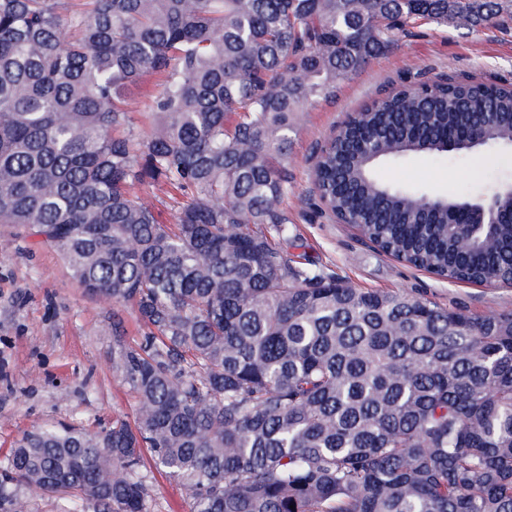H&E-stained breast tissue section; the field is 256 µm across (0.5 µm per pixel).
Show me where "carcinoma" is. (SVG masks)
Here are the masks:
<instances>
[{"label":"carcinoma","mask_w":512,"mask_h":512,"mask_svg":"<svg viewBox=\"0 0 512 512\" xmlns=\"http://www.w3.org/2000/svg\"><path fill=\"white\" fill-rule=\"evenodd\" d=\"M503 29L502 0H0V224L132 310L114 352L134 423L45 426L0 466V512H152L147 450L190 512H512V311L355 288L288 253L292 115L426 23ZM163 80L131 133L128 91ZM512 142V85L403 87L322 150L316 191L394 258L512 280V226L462 254L445 208L378 165L462 129ZM180 192L160 222L136 184Z\"/></svg>","instance_id":"carcinoma-1"}]
</instances>
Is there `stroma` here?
<instances>
[{
    "instance_id": "1",
    "label": "stroma",
    "mask_w": 512,
    "mask_h": 512,
    "mask_svg": "<svg viewBox=\"0 0 512 512\" xmlns=\"http://www.w3.org/2000/svg\"><path fill=\"white\" fill-rule=\"evenodd\" d=\"M447 78L512 83V27L421 25L297 114L283 161L292 185L288 252L330 267L354 287L406 292L479 317L512 310V287L451 283L379 251L322 207L312 177L317 154L347 113L394 87ZM380 175L476 197L512 179V150L410 155L384 163ZM143 334L130 310L90 298L41 237L0 226V460L42 426L97 431L133 420L137 399L114 368L112 349L137 345ZM144 470L153 512H189L180 483L153 465Z\"/></svg>"
}]
</instances>
